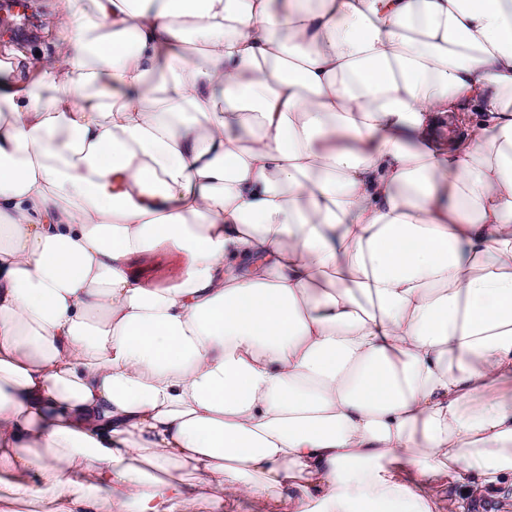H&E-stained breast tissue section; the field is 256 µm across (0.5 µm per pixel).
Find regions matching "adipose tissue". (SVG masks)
Masks as SVG:
<instances>
[{
  "mask_svg": "<svg viewBox=\"0 0 512 512\" xmlns=\"http://www.w3.org/2000/svg\"><path fill=\"white\" fill-rule=\"evenodd\" d=\"M53 10L58 56L0 78L7 512H435L424 483L471 473L499 492L512 0ZM159 253L175 284L137 269ZM136 265L145 270V279L149 283L168 285L179 278L184 262L175 254H150L141 257Z\"/></svg>",
  "mask_w": 512,
  "mask_h": 512,
  "instance_id": "ef3b65f1",
  "label": "adipose tissue"
}]
</instances>
